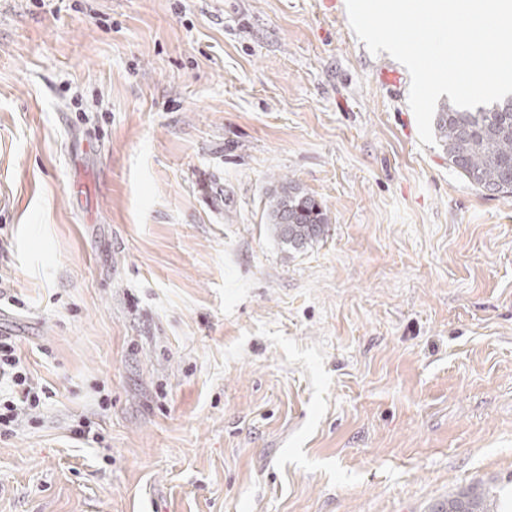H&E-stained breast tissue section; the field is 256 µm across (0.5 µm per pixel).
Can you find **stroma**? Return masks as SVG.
Instances as JSON below:
<instances>
[{"instance_id":"35a3bbf8","label":"stroma","mask_w":512,"mask_h":512,"mask_svg":"<svg viewBox=\"0 0 512 512\" xmlns=\"http://www.w3.org/2000/svg\"><path fill=\"white\" fill-rule=\"evenodd\" d=\"M396 65L345 0H0V328L51 390L0 512L512 501V195L420 145ZM265 212L272 236L288 250L299 252L325 234L322 204L292 181H278L266 192ZM496 491L481 484H472L448 495L435 512H494L497 508Z\"/></svg>"}]
</instances>
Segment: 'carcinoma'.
I'll return each instance as SVG.
<instances>
[{
	"instance_id": "carcinoma-1",
	"label": "carcinoma",
	"mask_w": 512,
	"mask_h": 512,
	"mask_svg": "<svg viewBox=\"0 0 512 512\" xmlns=\"http://www.w3.org/2000/svg\"><path fill=\"white\" fill-rule=\"evenodd\" d=\"M434 133L448 165L488 196L512 194V99L472 112L449 101L434 114ZM265 212L272 236L299 252L325 234L322 204L299 185L279 181L266 192ZM498 496L481 484L448 495L438 512H495Z\"/></svg>"
}]
</instances>
